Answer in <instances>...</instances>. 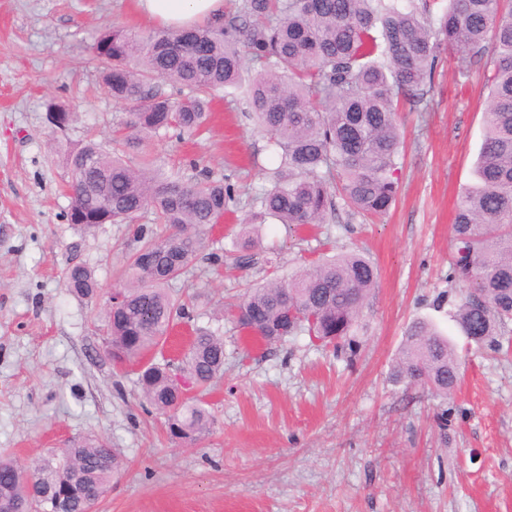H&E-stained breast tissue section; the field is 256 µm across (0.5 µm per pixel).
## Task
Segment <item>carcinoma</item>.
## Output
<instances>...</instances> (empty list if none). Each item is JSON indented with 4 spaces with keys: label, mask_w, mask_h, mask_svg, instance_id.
Returning <instances> with one entry per match:
<instances>
[{
    "label": "carcinoma",
    "mask_w": 512,
    "mask_h": 512,
    "mask_svg": "<svg viewBox=\"0 0 512 512\" xmlns=\"http://www.w3.org/2000/svg\"><path fill=\"white\" fill-rule=\"evenodd\" d=\"M439 20L427 7L400 0H241L219 24L139 33L104 27L92 47L107 92L128 107L108 153L89 139L63 154L71 182L68 223L79 228L133 223L150 212L172 231L143 239L126 267L101 328L115 364L141 359L177 320L194 319L192 298L169 283L207 247V230L239 203L234 186L208 178L188 183L164 175L143 155L151 138L200 132L212 100L247 83L250 112L280 157L269 186L252 200L250 223L330 224L337 201L367 218L385 215L399 191L401 167L395 99L415 104L441 43L479 58L492 42L489 107L475 170L477 184L459 200L448 253V280L467 288L454 321L480 347L512 343V0H448ZM175 86L173 98L155 88ZM258 241L233 242L235 265L253 261ZM377 279L373 264L351 251L247 291L237 322L277 342L305 333L352 360L354 333ZM63 288L80 298L99 291L94 272L69 265ZM224 371V337L194 329L189 347L173 360L151 362L138 385L146 405L166 416L172 438L195 441L215 421L196 396ZM394 380L406 379L446 397L456 389L460 362L450 339L415 323L400 350ZM121 464L107 442L88 435L30 465L0 456V512H94Z\"/></svg>",
    "instance_id": "1"
}]
</instances>
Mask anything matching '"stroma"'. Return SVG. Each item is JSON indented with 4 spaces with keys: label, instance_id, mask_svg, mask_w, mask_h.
Listing matches in <instances>:
<instances>
[{
    "label": "stroma",
    "instance_id": "stroma-1",
    "mask_svg": "<svg viewBox=\"0 0 512 512\" xmlns=\"http://www.w3.org/2000/svg\"><path fill=\"white\" fill-rule=\"evenodd\" d=\"M113 22L159 27L134 0H0V452L27 465L73 438L104 436L125 470L95 512H512V349L467 343L453 319L462 291L448 282L455 207L476 182L486 63L441 49L425 109L400 106L401 181L382 219L342 208L335 223L307 230L268 222L244 269L229 247L248 208L211 228L206 250L170 288L198 293L195 326L224 336V374L201 396L215 427L184 446L145 406L140 362L114 367L99 331L150 215L91 233L66 219L56 145L92 135L109 148L126 111L90 54ZM52 101L81 106L65 130L47 120ZM212 110L200 137L151 140L155 168L189 178L199 166L255 193L279 159L244 89L226 88ZM352 250L377 270L353 360L303 334L265 342L226 308L247 285ZM72 263L94 271L96 298L61 288ZM418 320L447 335L460 357L451 397L391 376Z\"/></svg>",
    "mask_w": 512,
    "mask_h": 512
}]
</instances>
